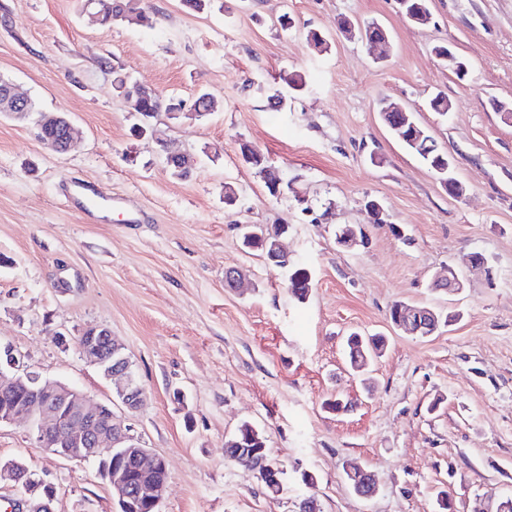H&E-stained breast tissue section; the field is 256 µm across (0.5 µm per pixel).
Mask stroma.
Listing matches in <instances>:
<instances>
[{"mask_svg": "<svg viewBox=\"0 0 512 512\" xmlns=\"http://www.w3.org/2000/svg\"><path fill=\"white\" fill-rule=\"evenodd\" d=\"M222 3L198 13L183 0H142L151 26L108 27L77 0H0V77L36 104L19 119L0 114V343L43 378L111 405L164 457L161 512H298L309 494L323 512H437L443 489L456 512H496L512 497V121L490 102L512 105V0H428L425 26L397 0ZM343 17L386 29L384 60L338 28ZM312 29L327 50L308 42ZM439 43L468 61L466 80L435 57ZM105 59L159 94L213 99L206 117L158 119L170 151L194 157L189 178L170 176L155 141L132 135ZM286 71L305 86L277 112L267 95ZM439 92L444 118L429 108ZM382 98L455 158L462 196L386 128ZM43 112L78 128L69 151L40 141ZM244 141L289 193L269 195L241 157ZM77 179L125 206L87 216L64 195ZM228 184L239 206L225 205ZM371 199L386 223H371ZM242 224L288 225V258L310 280L304 301L289 295L284 269L241 246ZM344 226L362 243L340 248ZM476 253L487 269L472 267ZM450 265L466 277L456 296L433 288ZM230 268L242 288L226 287ZM397 301L459 318L408 336L388 319ZM89 326L126 346L139 409L125 410L81 356L75 338ZM352 330L387 338L365 384L345 361ZM339 396L348 409H327ZM245 422L284 469L279 495L225 456ZM11 459L55 483L53 512L116 510L97 462L50 454L31 425L0 426V461ZM350 462L374 474V495L353 493Z\"/></svg>", "mask_w": 512, "mask_h": 512, "instance_id": "stroma-1", "label": "stroma"}]
</instances>
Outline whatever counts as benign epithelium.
<instances>
[{"label":"benign epithelium","instance_id":"1","mask_svg":"<svg viewBox=\"0 0 512 512\" xmlns=\"http://www.w3.org/2000/svg\"><path fill=\"white\" fill-rule=\"evenodd\" d=\"M8 96V111L16 114L28 111L30 100L26 94L10 85ZM440 284L448 294L455 295L463 290L465 278L450 265ZM439 327L440 319L430 307H405L404 319L398 325L412 336H429ZM76 345L80 353L97 364L104 376L115 384L121 404L129 411L138 409L143 401V389L134 380L129 356L120 352L122 344L112 333L90 326L76 337ZM30 377L21 356L12 347L0 348V393L19 389ZM22 421L32 424L40 445L68 461L95 460L103 445H109L111 452L101 460L99 473L117 496L118 512H130L135 505L144 512H161L162 486L133 482L120 461L131 459L140 469L163 467L165 461L140 446L111 406L92 402L66 385L48 382L25 402L0 406V424ZM0 480L21 492L28 512H52L51 504L56 496L53 482L31 475L25 466L12 462L0 465Z\"/></svg>","mask_w":512,"mask_h":512}]
</instances>
